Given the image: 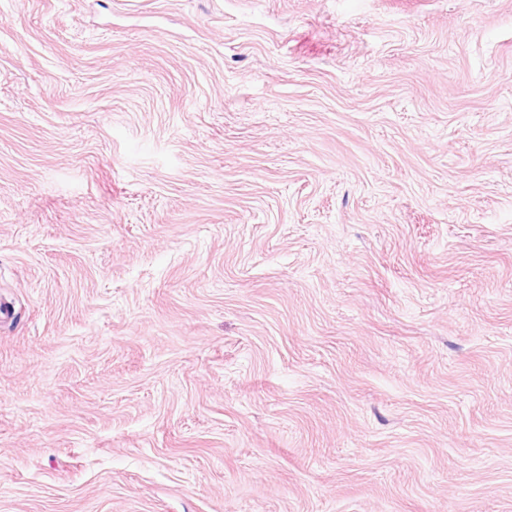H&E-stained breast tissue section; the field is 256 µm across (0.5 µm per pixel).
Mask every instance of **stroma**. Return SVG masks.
<instances>
[{"instance_id": "stroma-1", "label": "stroma", "mask_w": 512, "mask_h": 512, "mask_svg": "<svg viewBox=\"0 0 512 512\" xmlns=\"http://www.w3.org/2000/svg\"><path fill=\"white\" fill-rule=\"evenodd\" d=\"M0 512H512V0H0Z\"/></svg>"}]
</instances>
